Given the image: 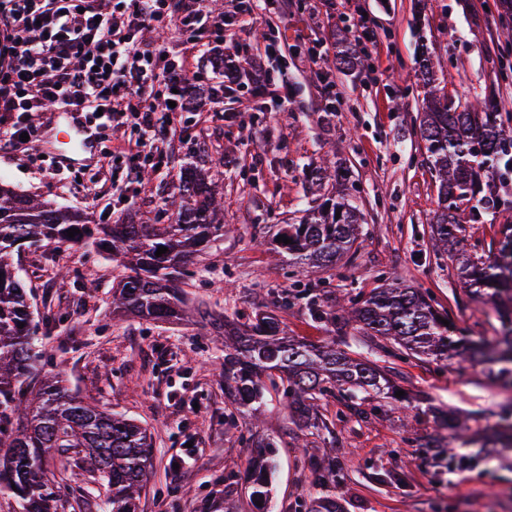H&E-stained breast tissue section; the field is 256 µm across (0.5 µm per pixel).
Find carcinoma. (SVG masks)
<instances>
[{
  "mask_svg": "<svg viewBox=\"0 0 512 512\" xmlns=\"http://www.w3.org/2000/svg\"><path fill=\"white\" fill-rule=\"evenodd\" d=\"M424 89L419 133L434 173L438 213L433 222L434 245L453 253L460 224L480 209L495 208L500 199L485 195L486 182L512 173V114L492 112L486 102L448 104L438 70L428 58L418 61ZM182 194L172 224H96L68 207L38 202L0 181V496L15 504L14 512H56L57 493L47 477L48 460L57 455L59 472L83 465L106 490L103 512H139L141 493L150 476L153 440L135 420L80 397L63 384L62 375H41L38 362L43 338L33 323L27 293L13 253L24 244L55 242L71 248L92 247L121 268L112 292L113 310L144 320L179 321L189 307L184 285L194 257L224 235V192L209 172L184 168ZM341 217H336V214ZM80 233L70 238L67 230ZM277 234L292 240L279 243L282 259L324 270L351 258L361 234V215L350 192L327 198L306 211L297 224L278 225ZM168 251L155 256L156 249ZM462 288L493 304L497 335L472 342L451 336L454 327L442 320L432 298L402 282L374 289L341 313L319 304L318 283L310 282L273 305L287 307L304 299L311 316L329 317L341 326L355 323L387 357L457 360L482 365L512 384V225H502L497 251L485 261H468L459 275ZM224 390L247 417L267 405V395L282 394L286 406L309 419V426L327 427L318 416L319 401L343 391L351 399H382L397 388L391 369L367 357H353L334 336L313 345L280 329L275 317L260 313L248 323L222 320ZM449 429L459 448L434 441L424 448L433 466L465 470L490 457L491 448L512 447L508 431L491 426L477 431L454 415ZM275 442L253 444L251 496L269 500L274 484ZM315 482L336 483L341 467L327 456L311 464ZM310 512H342L332 495L317 498Z\"/></svg>",
  "mask_w": 512,
  "mask_h": 512,
  "instance_id": "carcinoma-1",
  "label": "carcinoma"
}]
</instances>
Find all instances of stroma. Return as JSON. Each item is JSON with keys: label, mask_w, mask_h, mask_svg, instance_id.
<instances>
[{"label": "stroma", "mask_w": 512, "mask_h": 512, "mask_svg": "<svg viewBox=\"0 0 512 512\" xmlns=\"http://www.w3.org/2000/svg\"><path fill=\"white\" fill-rule=\"evenodd\" d=\"M254 51L275 41L265 59V90L255 91L223 43L201 59L212 82H234L224 114L209 112L200 86L168 148L169 167L143 181L134 196L113 185L91 159L51 176L37 153L0 152V179L42 202L82 210L104 222L117 214L143 224L175 219L185 164L203 163L224 189L230 229L198 255L184 288L195 313L176 323L123 317L112 311L121 272L94 249L42 243L23 247L17 262L44 338L43 374H63L87 400L126 414L153 439V474L140 512H309L322 489L312 461L342 463L336 493L346 512H512V452L467 471L437 472L423 454L440 429L431 407L494 423L512 410V387L482 366L411 358L394 360L407 402H387L379 416L361 417L351 402L328 396L320 411L330 430L299 428L289 409L271 399L254 427L224 396L222 352L201 312L241 322L271 307L274 295L308 282L304 268L282 263L275 225L295 224L313 194L306 172L329 157L348 171L364 214L356 257L321 272L325 309L364 298L400 280L427 292L465 336L495 334L491 305L457 286L458 262L435 248L431 224L437 192L418 132L422 93L417 57L428 50L450 73L445 91L457 101L493 98L512 113V16L499 0H263ZM365 21L379 37L376 54L352 72L336 65ZM321 61H314V54ZM289 103L279 107L280 87ZM336 94L339 111L328 109ZM512 208L483 212L459 235L465 257L487 258ZM286 335L323 344L330 320L309 316L304 301L276 310ZM274 440L276 480L268 507L255 504L246 484L251 439ZM58 512H102V491L88 475L50 472Z\"/></svg>", "instance_id": "stroma-1"}]
</instances>
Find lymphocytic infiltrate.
Instances as JSON below:
<instances>
[{
    "mask_svg": "<svg viewBox=\"0 0 512 512\" xmlns=\"http://www.w3.org/2000/svg\"><path fill=\"white\" fill-rule=\"evenodd\" d=\"M227 7L215 16L207 0H0V112L11 116L0 148L32 149L43 133L34 113L76 106L99 140L137 130L107 155L118 181L129 187L163 170L157 113L176 118L202 82L195 61L223 36L225 16L242 31L262 19L257 0ZM160 27L174 28L179 50L143 42L144 30Z\"/></svg>",
    "mask_w": 512,
    "mask_h": 512,
    "instance_id": "f902f5d3",
    "label": "lymphocytic infiltrate"
}]
</instances>
